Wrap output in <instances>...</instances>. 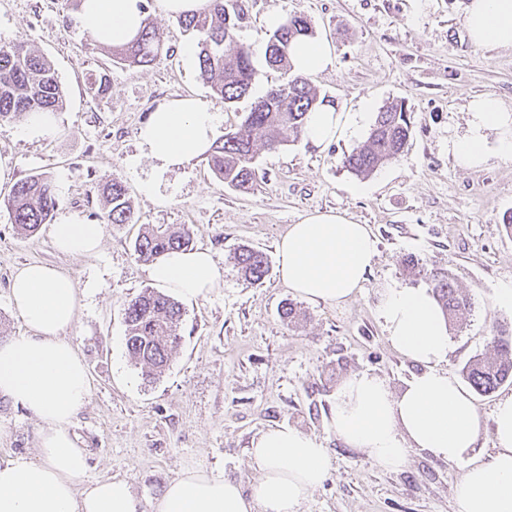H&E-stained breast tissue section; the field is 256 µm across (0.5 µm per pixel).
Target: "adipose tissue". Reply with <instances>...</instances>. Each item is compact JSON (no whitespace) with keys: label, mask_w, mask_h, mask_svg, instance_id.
<instances>
[{"label":"adipose tissue","mask_w":512,"mask_h":512,"mask_svg":"<svg viewBox=\"0 0 512 512\" xmlns=\"http://www.w3.org/2000/svg\"><path fill=\"white\" fill-rule=\"evenodd\" d=\"M146 0H81L80 26L105 45L131 41L147 16ZM466 27L474 45L512 46V0H469ZM305 75L333 64L330 48L304 36L290 48ZM472 129L452 144L458 164L475 168L486 156L484 132L496 130L498 150L512 157V111L486 95L470 104ZM220 115L200 100L175 98L151 112L139 138L160 170L182 167L211 146ZM363 113L331 106L307 116L305 139L315 146L355 136ZM100 224L74 215L52 225L50 236L65 255L94 254ZM282 281L300 297L335 306L362 288L377 252L368 225L335 211H315L289 225L278 246ZM148 275L158 286L192 302L213 293L222 274L209 251H173L155 261ZM10 300L29 331L0 342V394L31 412L43 428L39 460L18 455L0 462V512H143L127 479L83 483L88 457L71 432L87 404V367L66 335L79 295L61 269L32 262L19 268ZM392 344L421 365L400 393L378 376L349 378L336 394L331 428L351 448L387 470L402 469L419 448L434 458L464 464L453 487L458 512H512V396L497 401L495 451L488 461L473 455L482 427L471 395L441 364L448 357V329L431 295L422 289L390 288L379 303ZM251 462L261 476L250 491L212 470L184 466L153 503V512H298L330 466L329 452L312 436L288 426L263 431L252 443Z\"/></svg>","instance_id":"obj_1"}]
</instances>
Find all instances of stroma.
Returning a JSON list of instances; mask_svg holds the SVG:
<instances>
[{
	"instance_id": "stroma-1",
	"label": "stroma",
	"mask_w": 512,
	"mask_h": 512,
	"mask_svg": "<svg viewBox=\"0 0 512 512\" xmlns=\"http://www.w3.org/2000/svg\"><path fill=\"white\" fill-rule=\"evenodd\" d=\"M238 37L250 45L256 71L252 90L235 103L215 99L198 77L196 59L183 52L193 36L148 0L151 18L171 57L130 68L114 63L108 46L80 27L72 0H0V43L23 40L52 61L66 95L56 131L29 136L21 123L0 126V157L10 171L0 180V200L28 176L45 174L56 186L55 217L78 214L101 222L95 185L115 175L134 211L130 224H108L92 256L59 253L41 225L19 234L0 207V342L27 326L9 300L18 268L43 261L66 272L80 298L67 336L82 356L91 397L71 431L88 454L86 481L127 478L142 505L159 496L184 466L199 464L250 487L259 472L249 459L268 428H296L328 448L324 482L300 512H457L452 488L463 473L414 449L406 466L387 471L361 450L346 446L331 428L339 387L351 376H379L400 392L419 367L391 344L379 312L384 288H425L403 260L449 272L474 310L448 332L443 367L459 376L474 356L491 351L496 330L512 332V306L499 304L500 285L512 281V159L497 151V134L485 132L486 160L460 166L454 141L470 132L471 101L491 94L512 110V47L480 48L466 30L469 0H239ZM307 16L313 34L334 52L332 67L311 76L320 95L347 112L367 110L368 120L387 103H404L412 136L403 152L367 177L341 164L361 145L356 137L315 147L305 139L260 150L253 189L240 193L214 178L204 158L159 172L139 129L159 105L195 97L221 116L217 135L238 127L254 99L277 84L265 48L269 15ZM107 74L110 91L88 94L91 78ZM154 181L152 194L141 185ZM335 210L369 225L377 254L363 287L338 306L296 295L278 273L277 243L289 225L313 210ZM145 224L185 226L197 249L210 250L222 284L206 298L183 303L182 341L163 376L144 380L125 346L124 304L151 287L148 266L133 243ZM263 252L269 271L245 281L235 265L240 248ZM295 304L299 320L281 312ZM512 395L506 384L475 395L482 421L474 454L494 451L493 408ZM38 419L0 395V461L36 457Z\"/></svg>"
}]
</instances>
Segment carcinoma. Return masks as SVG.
Here are the masks:
<instances>
[{"instance_id":"carcinoma-1","label":"carcinoma","mask_w":512,"mask_h":512,"mask_svg":"<svg viewBox=\"0 0 512 512\" xmlns=\"http://www.w3.org/2000/svg\"><path fill=\"white\" fill-rule=\"evenodd\" d=\"M241 13L239 0H206L199 12L177 17L195 39L199 78L226 103L246 95L255 78L252 52L237 40ZM312 33L310 19L301 14L289 16L273 30L265 57L269 66L282 71L280 84L258 98L240 126L217 138L206 153L210 172L224 185L250 190L257 178L258 147L274 150L299 138L308 113L330 105L307 76L294 71L289 59L291 43ZM163 50L159 33L147 17L128 44L113 50V60L130 67L146 66L160 58ZM64 102L60 80L44 54L23 42L0 45V124L17 122L34 112H58ZM411 134L404 105L393 103L377 113L366 142L345 154L342 165L356 176L367 177L395 159ZM98 191L108 206L107 223H132L134 213L120 179L104 181ZM3 205L13 223L31 235L40 225L50 223L58 198L51 179L37 174L18 181ZM190 246L185 227L149 224L135 240L134 255L140 261L154 262L168 252ZM236 261L241 275L252 283L261 282L268 272L267 257L260 251L242 248ZM425 279L445 323L463 325L472 311L471 298L445 273L432 271ZM124 316L125 344L135 366L146 379L160 377L181 341L180 304L161 291L146 288L126 302ZM493 350V355L474 358L461 370L464 379L481 394L512 383V333L498 331L493 336Z\"/></svg>"}]
</instances>
